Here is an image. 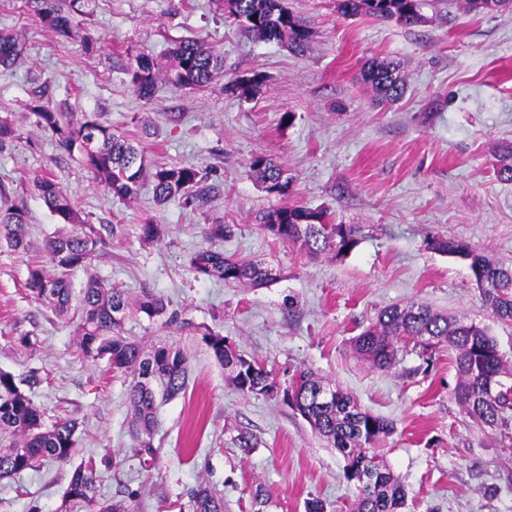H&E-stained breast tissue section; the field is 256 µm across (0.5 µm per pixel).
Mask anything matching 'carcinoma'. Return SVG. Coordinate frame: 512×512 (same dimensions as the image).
<instances>
[{"label":"carcinoma","instance_id":"obj_1","mask_svg":"<svg viewBox=\"0 0 512 512\" xmlns=\"http://www.w3.org/2000/svg\"><path fill=\"white\" fill-rule=\"evenodd\" d=\"M91 0H28L40 21L63 43L82 40L89 52L96 49L81 34V17ZM346 16L365 15L396 20L405 26L422 14L427 0H348ZM216 8L240 28L266 41L283 44L296 54L310 43L308 22L294 13L286 0H214ZM23 44L17 34L0 31V68L10 69L21 57ZM171 63L164 73L153 57L144 51L135 54L129 69L130 85L141 99H150L158 75L177 89H198L209 85L224 67L221 56L194 39L181 40L169 51ZM364 81L382 101L399 100L405 87L397 65L375 59L364 70ZM29 110L37 126L51 134L69 155L76 157L114 197L134 199L146 180L153 185L155 201L163 205L173 199L187 205L203 200L197 190L202 172L193 165L150 167L143 152L124 134L100 120L97 114H83L77 120L69 112H59L39 96ZM249 172L271 195L288 193L292 178L274 159L255 155ZM49 211L73 230L44 244L46 261L32 264L25 287L29 295L61 317L67 316L74 294L70 272L81 269L86 282L81 289L80 309L74 334L80 355L87 361L105 360L113 370L131 377L127 398L131 410V433L136 454L154 455L153 428L158 402L185 390L189 374L181 350L162 344L146 351L141 344L122 334L123 324L134 308L154 319L165 314L162 299L151 292L130 302L122 288H106L91 272L99 243L94 230H86L77 203L47 174L36 182ZM5 186L0 184V243L17 253H25L27 224L25 211L8 204ZM256 224L276 239L299 246L309 254L331 252L340 258L358 244L357 232L347 224H334L325 210L282 207L258 212ZM431 249L469 261L471 277L484 284L481 300L499 320L512 322V266L492 260L467 243L452 238H431ZM197 275L228 285L251 288L274 279L273 270L256 261L224 255L213 249L198 251L190 260ZM215 359L229 372L234 387L246 397H276V379L254 358L243 355L235 345L224 344L220 333L206 334ZM431 352L446 347L455 352L458 383L454 396L469 418L490 427L508 423L512 410V386L506 385L503 357L486 327L456 316L449 317L430 306L411 302L383 309L376 320L352 338L351 347L363 361L377 369H390L398 362L407 344ZM323 386L310 371L295 374L288 389L298 406L305 409L311 430L332 444L345 460L344 477L360 481L365 475L352 512H402L407 503L404 485L384 464L376 448L393 432L387 419L361 408L349 395L336 390L328 405L317 403ZM78 422L59 418L47 425L43 413L19 387L13 374L0 370V478L19 476L44 460L68 462L77 447ZM95 461L79 463L69 475L58 512H139L133 493L123 498H102L97 490ZM189 512H224V497L205 483L188 494Z\"/></svg>","mask_w":512,"mask_h":512}]
</instances>
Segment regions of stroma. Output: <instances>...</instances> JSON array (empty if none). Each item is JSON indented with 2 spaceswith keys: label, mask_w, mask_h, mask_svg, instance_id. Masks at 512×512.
<instances>
[{
  "label": "stroma",
  "mask_w": 512,
  "mask_h": 512,
  "mask_svg": "<svg viewBox=\"0 0 512 512\" xmlns=\"http://www.w3.org/2000/svg\"><path fill=\"white\" fill-rule=\"evenodd\" d=\"M337 0H288L311 24L309 50L238 28L212 0H92L83 33L97 43H61L25 0H0V30L21 33L24 52L0 70V117L19 137L0 148V183L27 215V253L0 244V370L22 381L47 419L79 423L70 461L0 479V512H57L73 466L94 459L104 497L135 493L140 512H187L188 492L206 483L224 512H251L262 486L267 512H351L357 488L343 477L336 449L286 405L245 397L214 359L203 335L213 329L284 383L299 369L350 393L393 421L381 445L387 466L408 492L406 512H512V424L493 428L468 418L454 398L455 355L407 348L396 366L358 359L351 340L390 305L425 302L488 327L512 369V323L494 318L466 261L431 249L455 238L512 265V181L497 175L512 148V10L468 11L464 0H430L425 23L405 26L367 16L346 18ZM192 38L224 58L208 87L157 82L151 100L129 84L130 50L166 63L169 48ZM400 66L404 97L381 105L362 79L371 59ZM258 73L260 94L225 93L233 78ZM44 96L62 112H96L134 138L150 164L202 169L204 201L157 204L151 184L137 198H113L50 134L28 105ZM291 120H284V113ZM277 158L292 176L288 195L268 194L251 176L252 156ZM52 174L102 241L92 268L105 285L131 297L148 290L163 317L133 312L123 333L145 346L168 342L187 356L185 393L159 405L155 455L138 456L129 432L128 375L82 360L71 320L25 289L28 267L60 232L35 187ZM326 209L358 229L345 257L309 256L263 232L257 212ZM161 224L144 242L140 227ZM227 224L224 239L209 225ZM213 248L263 262L273 281L258 288L195 277L193 254ZM28 336L32 346L19 344ZM37 384H29V377ZM250 435L251 451L239 446Z\"/></svg>",
  "instance_id": "35a3bbf8"
}]
</instances>
